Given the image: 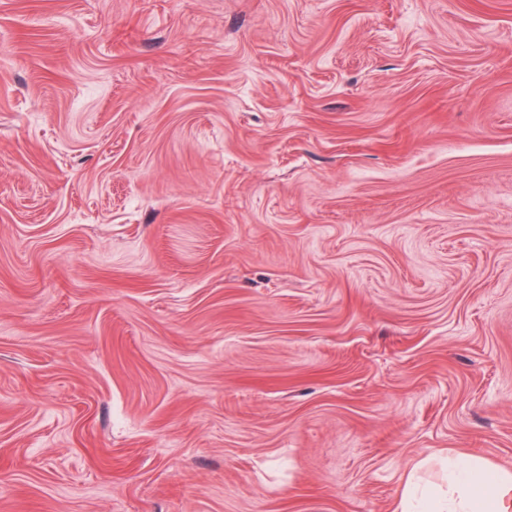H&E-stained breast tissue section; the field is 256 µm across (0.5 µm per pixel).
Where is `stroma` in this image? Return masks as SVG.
<instances>
[{"label": "stroma", "instance_id": "35a3bbf8", "mask_svg": "<svg viewBox=\"0 0 512 512\" xmlns=\"http://www.w3.org/2000/svg\"><path fill=\"white\" fill-rule=\"evenodd\" d=\"M512 471V0H0V512H396Z\"/></svg>", "mask_w": 512, "mask_h": 512}]
</instances>
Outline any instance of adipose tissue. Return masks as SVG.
<instances>
[{
  "label": "adipose tissue",
  "instance_id": "adipose-tissue-1",
  "mask_svg": "<svg viewBox=\"0 0 512 512\" xmlns=\"http://www.w3.org/2000/svg\"><path fill=\"white\" fill-rule=\"evenodd\" d=\"M444 486L408 482L399 512H512V472L475 456H451Z\"/></svg>",
  "mask_w": 512,
  "mask_h": 512
}]
</instances>
